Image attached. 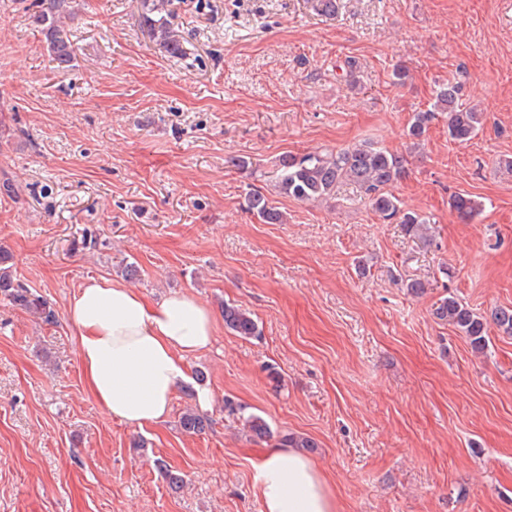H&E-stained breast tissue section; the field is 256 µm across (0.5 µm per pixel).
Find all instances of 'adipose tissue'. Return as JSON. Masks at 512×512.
<instances>
[{
	"mask_svg": "<svg viewBox=\"0 0 512 512\" xmlns=\"http://www.w3.org/2000/svg\"><path fill=\"white\" fill-rule=\"evenodd\" d=\"M66 317L90 394L114 421L140 429L166 420L189 378L187 357L207 349L215 333L211 311L191 295L153 301L104 278L77 290ZM253 472L262 512H338L335 489L297 449H268Z\"/></svg>",
	"mask_w": 512,
	"mask_h": 512,
	"instance_id": "adipose-tissue-1",
	"label": "adipose tissue"
}]
</instances>
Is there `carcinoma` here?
I'll list each match as a JSON object with an SVG mask.
<instances>
[{
    "mask_svg": "<svg viewBox=\"0 0 512 512\" xmlns=\"http://www.w3.org/2000/svg\"><path fill=\"white\" fill-rule=\"evenodd\" d=\"M76 0H40V9L31 16V22L44 36L56 68L62 72L71 69L76 47L71 41L63 19L74 13ZM141 22L153 39L170 54H180V41L170 26L171 0H140ZM461 84L448 80L438 84L432 107L413 113L406 127V136L419 143L423 140L432 121L440 112L448 113V137L460 144L470 142L483 126L484 115L460 103ZM408 160L399 152L378 147L371 142L355 144L335 153L310 151L283 156L276 169V186L280 193L297 201H312L332 195L341 183L358 186L368 195L372 209L384 220H396L408 233L421 238L429 235L426 220L417 213L406 211L390 188L406 174ZM247 208L257 213L265 222L275 224L282 214L260 190L249 193ZM452 208L459 218L469 220L478 214L481 205L471 195L458 193L452 199ZM8 255L0 252V293L38 315L46 324L56 320L54 310L47 302L15 282L11 272L3 267ZM224 324L236 336L251 338L260 335L258 322L253 315L231 303L224 304ZM440 321L452 325L480 353L488 346V325L494 324L507 335H512V307L492 311L491 318L475 312L468 304L450 295L433 309ZM186 433H200L206 418L194 411H187L179 419ZM243 427L257 443L274 442L283 448H315L317 443L301 435H275L265 419L258 415L243 418Z\"/></svg>",
    "mask_w": 512,
    "mask_h": 512,
    "instance_id": "obj_1",
    "label": "carcinoma"
}]
</instances>
